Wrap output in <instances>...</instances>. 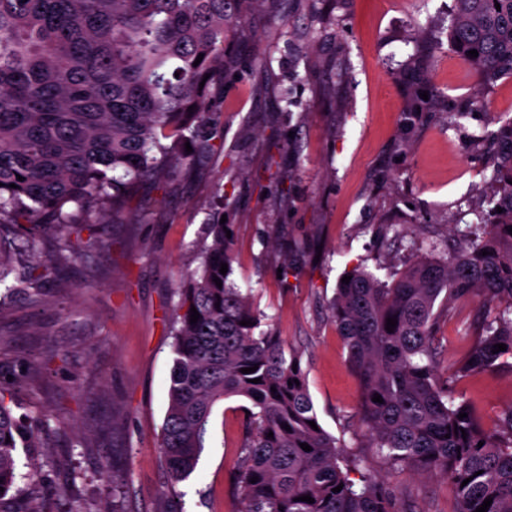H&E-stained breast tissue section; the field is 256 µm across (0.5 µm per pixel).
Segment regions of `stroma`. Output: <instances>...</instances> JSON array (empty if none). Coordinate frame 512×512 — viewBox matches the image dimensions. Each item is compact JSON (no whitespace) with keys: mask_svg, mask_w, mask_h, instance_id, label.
I'll list each match as a JSON object with an SVG mask.
<instances>
[{"mask_svg":"<svg viewBox=\"0 0 512 512\" xmlns=\"http://www.w3.org/2000/svg\"><path fill=\"white\" fill-rule=\"evenodd\" d=\"M455 0H252L226 32L224 112L214 153L126 218L93 216L105 247L63 264L40 296L0 308V391L42 416L43 449L18 452V488L52 486L43 512H164L158 449L172 365L177 288L199 265L209 225L233 227V280L298 354L319 422L385 478L405 512H457L444 480L391 472L360 422L361 387L331 317L345 272L386 277L402 242L445 260L474 224L495 220L485 167L492 131L512 119V77L480 85L448 46ZM435 105L410 112L415 95ZM441 360L468 354L488 307L474 293L436 304ZM35 371L23 372L25 359ZM454 391L494 427L512 370ZM243 416L216 409L184 512H234ZM113 466L120 487L102 473Z\"/></svg>","mask_w":512,"mask_h":512,"instance_id":"35a3bbf8","label":"stroma"}]
</instances>
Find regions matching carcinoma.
<instances>
[{
    "label": "carcinoma",
    "mask_w": 512,
    "mask_h": 512,
    "mask_svg": "<svg viewBox=\"0 0 512 512\" xmlns=\"http://www.w3.org/2000/svg\"><path fill=\"white\" fill-rule=\"evenodd\" d=\"M247 4L0 0V239L18 234L35 251L46 228L63 227V247L74 258L83 251L80 234L92 209L127 215L145 186L160 188L187 163L185 143L199 155L213 152L209 121L224 106V33ZM448 41L464 57L478 52L470 61L482 82L512 76V0H456ZM495 135L502 146L492 162L503 209L497 223L480 227L449 259L417 261L389 272L386 281L358 267L331 303L360 379V420L371 447L392 470L453 484L457 512H476L487 498V512H512V406L485 429L451 391L455 380L512 357V120ZM228 229L209 225L211 243L200 249L188 285L178 288L158 445L168 485L195 472L215 408L237 397L246 413L235 474L240 512H402L384 479L350 480L359 456L345 453L322 426L309 425L318 417L300 359L286 352L266 315L231 279ZM223 263L229 265L224 275ZM59 272L52 257L30 266L0 250V284L37 289ZM475 291L490 304L481 337L443 377L432 346L436 302ZM389 318L397 320L391 332ZM243 320L249 325H240ZM496 344L506 350L493 352ZM254 365L256 371L241 372ZM376 394L383 402L372 401ZM461 413L467 417L458 418ZM25 434L0 394V512H42L39 498L15 489L16 450ZM304 495L314 502L301 501Z\"/></svg>",
    "instance_id": "obj_1"
}]
</instances>
